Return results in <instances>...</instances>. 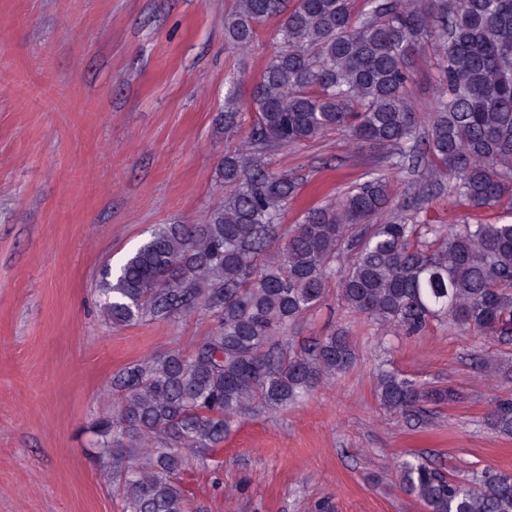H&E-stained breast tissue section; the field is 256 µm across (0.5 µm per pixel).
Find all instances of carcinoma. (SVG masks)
<instances>
[{
	"label": "carcinoma",
	"instance_id": "carcinoma-1",
	"mask_svg": "<svg viewBox=\"0 0 512 512\" xmlns=\"http://www.w3.org/2000/svg\"><path fill=\"white\" fill-rule=\"evenodd\" d=\"M274 17L277 48L250 93V132L224 154V198L207 223L159 224L119 270L105 271L104 312L115 325L200 309L216 322L191 350L113 379L117 412L99 422V465L123 512H191L180 475L224 441L242 409L286 407L354 364L343 330L298 348L279 343L332 280L349 310L389 333L414 335L437 318L475 336L512 332V222L377 224L393 193L384 174L308 209L269 254L298 191L270 156L335 130L388 150L398 169L422 145L423 179L440 186L448 177L449 193L475 213L512 211V0H296L290 11L285 0H237L225 41L246 50ZM429 41L440 94L423 118L408 88ZM240 116L232 90L224 130L237 131ZM377 391L385 409L417 422L429 406L460 399L384 369ZM492 415L512 435V400L494 401ZM397 478L427 512H512V473L447 476L414 455L398 463Z\"/></svg>",
	"mask_w": 512,
	"mask_h": 512
}]
</instances>
